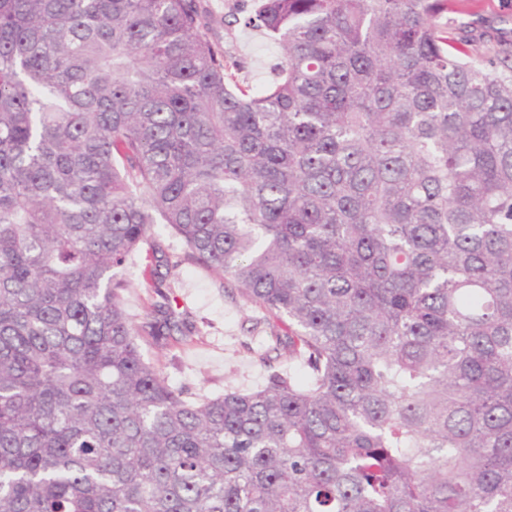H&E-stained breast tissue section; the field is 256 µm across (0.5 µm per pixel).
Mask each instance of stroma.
Returning a JSON list of instances; mask_svg holds the SVG:
<instances>
[{
  "instance_id": "1",
  "label": "stroma",
  "mask_w": 512,
  "mask_h": 512,
  "mask_svg": "<svg viewBox=\"0 0 512 512\" xmlns=\"http://www.w3.org/2000/svg\"><path fill=\"white\" fill-rule=\"evenodd\" d=\"M257 4L258 0H197L211 40L240 61L238 78L261 87L271 80L279 51L260 31L240 22ZM457 8V20L471 30L466 45L470 54L491 57L500 42L512 43V0H458ZM147 264L146 254H139L127 271L134 286L125 295L126 308L139 318L158 300L147 285ZM169 282L173 309L196 332L188 341L144 345L143 354L186 398L253 389L265 383L270 370L287 369L284 356L267 366L261 363L269 345L264 329L253 326L261 313L233 296L222 280L186 263L172 270Z\"/></svg>"
}]
</instances>
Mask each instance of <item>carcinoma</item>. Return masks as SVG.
Returning <instances> with one entry per match:
<instances>
[{
	"label": "carcinoma",
	"mask_w": 512,
	"mask_h": 512,
	"mask_svg": "<svg viewBox=\"0 0 512 512\" xmlns=\"http://www.w3.org/2000/svg\"><path fill=\"white\" fill-rule=\"evenodd\" d=\"M456 0H0V512H512V47ZM303 378L188 401L154 227ZM201 21L213 42L236 57L241 68L239 80L262 87L273 77L279 63L277 46L260 31L245 28L240 23L228 24L234 17L242 19L252 12L257 0H196ZM150 253L148 246H145L139 254L136 264L128 268L127 276L135 284V288H129L125 294L126 308L136 318L143 317L152 309V306L161 299L154 293L152 288L147 285L146 266L149 263L147 255Z\"/></svg>",
	"instance_id": "carcinoma-1"
}]
</instances>
